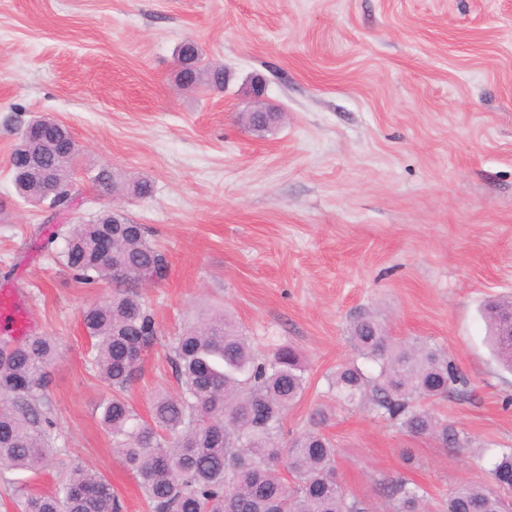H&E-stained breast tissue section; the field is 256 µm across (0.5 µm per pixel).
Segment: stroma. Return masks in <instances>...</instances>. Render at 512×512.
I'll return each instance as SVG.
<instances>
[{"label": "stroma", "mask_w": 512, "mask_h": 512, "mask_svg": "<svg viewBox=\"0 0 512 512\" xmlns=\"http://www.w3.org/2000/svg\"><path fill=\"white\" fill-rule=\"evenodd\" d=\"M187 39L229 72L224 91L176 86ZM257 76L287 115L263 138L237 119ZM41 115L80 147L75 205L54 218L9 182L20 130ZM103 163L149 178L152 196L103 190L91 179ZM104 209L145 225L169 261L139 290L158 327L129 390L141 414L177 387L171 339L225 309L257 353L300 350L307 389L284 432L325 407L337 476L371 512H387L381 487L401 477L425 489V512H444L454 486L488 482L512 447V374L481 314L512 297V0H0V286L61 348L41 402L59 452L38 478L0 475V512H16L20 483L50 491L77 464L111 482L124 512H147L100 423L112 390L81 323L115 284L78 283L45 238ZM365 314L447 352L463 382L431 408L467 445L337 406L329 381Z\"/></svg>", "instance_id": "stroma-1"}]
</instances>
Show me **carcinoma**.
Here are the masks:
<instances>
[{"label": "carcinoma", "mask_w": 512, "mask_h": 512, "mask_svg": "<svg viewBox=\"0 0 512 512\" xmlns=\"http://www.w3.org/2000/svg\"><path fill=\"white\" fill-rule=\"evenodd\" d=\"M183 61L175 74L181 87L224 89V67L204 62L195 42L178 46ZM45 138L22 128L11 152V178L24 202L49 194L34 173L48 169L57 179L48 207L67 211L73 204L71 158L48 143L65 136L70 152L79 148L69 130L54 118L40 117ZM251 133H271L270 117L239 113ZM112 239L104 254L98 242ZM60 253L77 282L92 285L112 279L120 291L86 308L82 323L94 340L90 362L112 387L102 403L100 422L112 435L113 450L142 489L149 512H370L350 497L336 475V448L320 430L283 437V420L307 388L300 353L290 345L257 354L238 323L226 313L184 328L171 342L168 362L179 392L157 393L149 419L141 417L127 397L139 364L153 347L157 326L135 288L167 273V255L148 241L145 228L119 211H101L70 228ZM512 300L485 305L493 351L512 371V336L502 335L499 316ZM356 357L374 366L367 375L356 361L339 367L331 381L336 399L367 403L412 437L431 436L443 445L462 447L458 433L433 411L418 405L455 391L461 377L444 351L428 344L406 345L389 336L372 317L358 318L349 328ZM58 355L56 339L30 334L0 340V472L39 474L51 448L45 428L52 421L37 406ZM487 484L462 482L451 491L452 512H512V448L502 451ZM391 512H423L426 491L395 480L384 485ZM21 512H123L110 481L86 466L72 468L52 492L20 488Z\"/></svg>", "instance_id": "carcinoma-1"}]
</instances>
